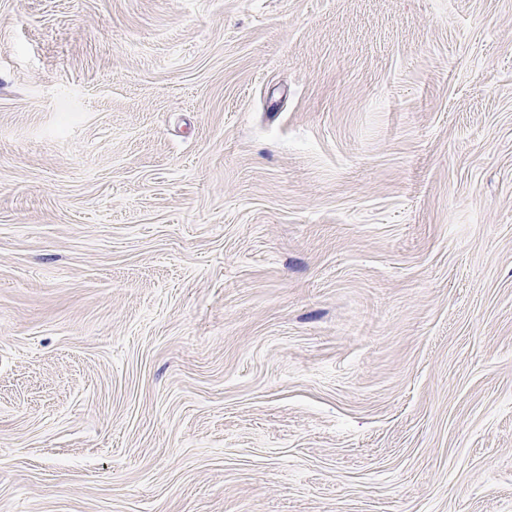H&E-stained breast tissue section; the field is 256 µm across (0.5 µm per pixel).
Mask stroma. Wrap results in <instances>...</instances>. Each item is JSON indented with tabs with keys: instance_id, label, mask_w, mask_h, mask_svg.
Here are the masks:
<instances>
[{
	"instance_id": "obj_1",
	"label": "stroma",
	"mask_w": 512,
	"mask_h": 512,
	"mask_svg": "<svg viewBox=\"0 0 512 512\" xmlns=\"http://www.w3.org/2000/svg\"><path fill=\"white\" fill-rule=\"evenodd\" d=\"M0 512H512V0H0Z\"/></svg>"
}]
</instances>
